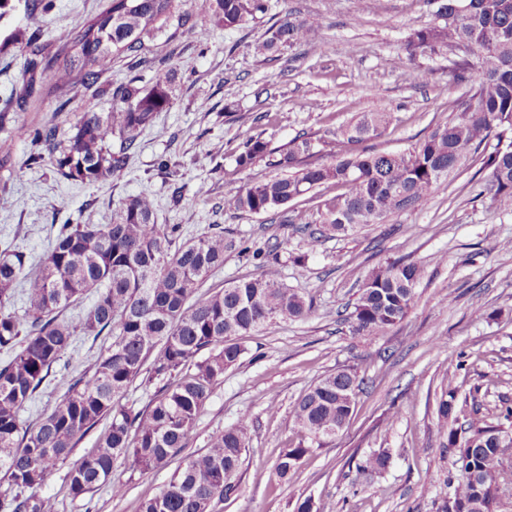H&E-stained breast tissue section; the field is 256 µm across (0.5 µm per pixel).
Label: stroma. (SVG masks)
Returning <instances> with one entry per match:
<instances>
[{
  "mask_svg": "<svg viewBox=\"0 0 512 512\" xmlns=\"http://www.w3.org/2000/svg\"><path fill=\"white\" fill-rule=\"evenodd\" d=\"M112 0H40L34 12L24 7L0 27L39 33L60 49ZM273 12L317 19L314 41L264 59L254 43L269 27L261 19L234 29L206 24L203 0H182L196 29L168 25L149 42L153 67L174 75L172 105L157 114L138 137L127 168L97 184L63 179L48 157L33 159L29 132L47 124L66 132L76 114L107 112L111 90L133 77L150 78V69L120 58L95 86L80 76L60 83L54 72L37 73L38 91L16 110L17 133L11 165L0 167V244L40 257L65 224H107L112 209L127 196L149 191L158 223L176 224L182 245L219 225L236 246L224 256L199 293L208 296L233 282L268 276L311 298L306 320L281 322L241 340L246 353L214 389L187 451L207 447L212 437L241 415L253 421L249 446L236 479L235 493L220 512H296L312 500L321 512H441L450 494L448 475L455 457L437 420V402L453 381L460 403L478 419L500 423L512 407V211L496 207L484 181L467 169L452 175L445 189L419 207L391 214L345 237L308 248L292 219L302 211L318 226V208L342 186L325 184L280 209L249 214L224 208L227 192L278 176L267 160L241 169L235 162L241 142L256 133L254 116L269 113L265 137L282 149L299 134L311 137L318 161L331 162L343 144L337 127L358 113L381 109L393 120L369 149H411L444 122L463 96L452 79L461 50L409 54L412 30L435 20V0H271ZM426 73L424 83L408 79L410 69ZM234 103L239 120L224 118ZM444 262H437V255ZM419 264L423 278L414 305L400 323L377 336L354 334L349 315L362 281L390 261ZM108 339H79L68 351V369L42 386L26 419L66 391L71 375L88 369ZM347 366L363 383L356 407L336 440L315 449L297 473L277 474L281 450L293 439V407L320 377ZM276 411H269V402ZM390 455L378 476L358 466L374 451ZM179 460L154 472L130 473L123 496L103 488L73 497L64 472L39 490L56 512H138L144 499L158 494Z\"/></svg>",
  "mask_w": 512,
  "mask_h": 512,
  "instance_id": "obj_1",
  "label": "stroma"
}]
</instances>
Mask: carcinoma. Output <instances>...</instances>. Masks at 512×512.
Masks as SVG:
<instances>
[{
    "mask_svg": "<svg viewBox=\"0 0 512 512\" xmlns=\"http://www.w3.org/2000/svg\"><path fill=\"white\" fill-rule=\"evenodd\" d=\"M472 9L450 12L438 6L437 22L413 30L410 54L436 53L464 43L470 58L456 64L453 81L467 88L466 98L448 120L415 147L374 152L357 145L382 133L388 112H361L336 129V139L349 149L329 164L312 161L311 140L300 137L280 153L275 165L288 173L239 187L224 196V209L261 214L279 209L311 190L333 182L345 192L323 201L319 227L309 229L304 212L294 215L299 230L315 247L327 235H346L358 227L380 224L389 215L415 208L448 177L496 139L482 158L488 171L487 191L497 207L512 211V0H469ZM211 21L226 29L263 18L268 0H205ZM176 0H112V7L86 23L60 50L13 29L0 40V52L24 47L28 52L23 95L34 94L30 74L40 67L56 69L66 83L75 71L83 82L99 75L120 57L139 58L149 66L144 38L171 21L183 27L192 15L176 13ZM316 20L288 13L255 42L266 56L296 45L318 51L312 43ZM109 112H83L64 137L53 125L34 131L31 144L51 156L57 173L81 184L102 183L119 174L140 133L157 113L170 107L171 76L156 70L148 83L133 78L118 92ZM13 122L0 112V167L13 158ZM263 133L248 137L236 155L245 169L270 156ZM175 224H158L151 194L122 199L110 224H65L39 261L9 247L0 251V512H52V503L37 490L69 462L76 446L103 421H109L93 448L66 473L70 493L80 497L99 486L112 495L125 484L112 479L122 459L133 472L146 474L166 466L188 447L214 387L236 366L253 336L273 324L308 319L313 313L296 289L271 278L241 280L208 297L198 296L210 273L224 265V253L235 242L224 232L205 234L172 247ZM423 277L408 261L388 264L368 276L358 289L351 313L353 332L376 336L409 312ZM24 282L23 316L11 310L16 285ZM92 297L75 319L63 317L74 302ZM79 336H108L112 342L88 371L75 375L65 395L44 409L33 424L22 414ZM163 385L148 404L138 408L126 398L134 382ZM357 373L341 367L320 378L296 402L293 411L298 440L278 458L277 472L292 476L313 449L336 438L355 406ZM457 388L442 390L437 413L453 423L448 450L456 457L448 476L454 487L442 512H512L503 490L512 486L501 442H512V430L501 424L460 419ZM249 416L213 437L207 448L188 455L156 496L143 500L139 512H217L235 488L234 476L248 448Z\"/></svg>",
    "mask_w": 512,
    "mask_h": 512,
    "instance_id": "cac0c4a2",
    "label": "carcinoma"
}]
</instances>
